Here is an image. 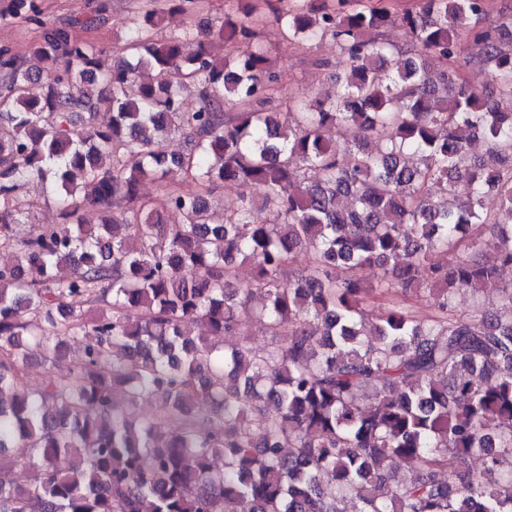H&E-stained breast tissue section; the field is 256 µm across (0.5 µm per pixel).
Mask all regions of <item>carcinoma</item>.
<instances>
[{
  "instance_id": "1",
  "label": "carcinoma",
  "mask_w": 512,
  "mask_h": 512,
  "mask_svg": "<svg viewBox=\"0 0 512 512\" xmlns=\"http://www.w3.org/2000/svg\"><path fill=\"white\" fill-rule=\"evenodd\" d=\"M277 2L288 42L329 34L348 62L286 112L258 106L276 71L249 46L272 0H236L193 53L150 39L147 11L106 73L69 27L44 26L36 66L0 50V512H512V284L492 313L456 302L512 271V8ZM393 25L403 44L369 37ZM474 61L492 90L461 78ZM176 137L191 148L166 154ZM172 174L256 185L269 221L245 199L215 220L197 191L140 195ZM36 178L63 223L32 222L18 193ZM79 338L65 374L23 387L32 347L52 368ZM150 398L163 411L138 417ZM240 332L243 337L246 338L250 347L257 353L265 351L272 341L271 337L264 332L260 324L254 320H244L240 326Z\"/></svg>"
}]
</instances>
